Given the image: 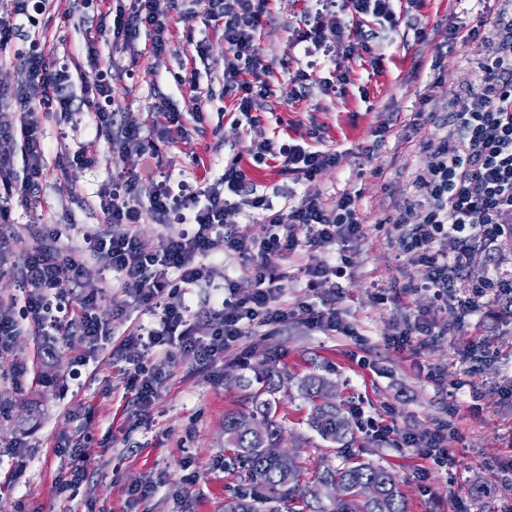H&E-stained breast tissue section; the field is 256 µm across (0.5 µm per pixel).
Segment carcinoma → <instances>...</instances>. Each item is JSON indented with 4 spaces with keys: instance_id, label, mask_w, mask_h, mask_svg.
I'll use <instances>...</instances> for the list:
<instances>
[{
    "instance_id": "obj_1",
    "label": "carcinoma",
    "mask_w": 512,
    "mask_h": 512,
    "mask_svg": "<svg viewBox=\"0 0 512 512\" xmlns=\"http://www.w3.org/2000/svg\"><path fill=\"white\" fill-rule=\"evenodd\" d=\"M264 393L270 398H254L250 409L224 416L225 444L232 448L224 468L236 479L233 492L224 499V512H406V503L393 475L370 463H345L326 467L311 486L300 487L304 461L293 454L271 458L264 449L276 444L281 426L275 418L285 377L275 367L262 369ZM323 379L307 376L300 381L302 395L313 404L309 426L330 443L347 447L349 426L333 402L321 400ZM340 487L336 497L324 500L320 487L325 483Z\"/></svg>"
}]
</instances>
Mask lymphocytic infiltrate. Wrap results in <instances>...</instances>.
<instances>
[{
	"instance_id": "obj_1",
	"label": "lymphocytic infiltrate",
	"mask_w": 512,
	"mask_h": 512,
	"mask_svg": "<svg viewBox=\"0 0 512 512\" xmlns=\"http://www.w3.org/2000/svg\"><path fill=\"white\" fill-rule=\"evenodd\" d=\"M181 2L130 0L116 18L101 11L87 16L88 57L98 60V43L128 44L140 29L147 28L153 32L149 53L162 58L175 28L190 19ZM315 2V10L304 15L302 41L321 49L326 31L331 30L348 51L365 50L372 64H379L376 39L379 32L399 27L397 0ZM205 3L206 26L224 37V90L236 93L239 112L250 115L259 108L258 97L269 94L267 88L255 86L268 69L257 41L268 0ZM366 18L373 22L372 30H362L360 22ZM482 23L494 28L499 37L497 46L479 62L486 74L483 91L471 108L449 113L447 135L428 147L418 183L420 197L406 203L396 219L399 246L411 262L426 268L421 288L440 311L452 307L471 311L490 288L499 301L512 305V280H486L473 297L463 301L455 295L459 284L469 278L477 251L512 233V20L487 15ZM38 24L34 0H8L7 7L0 9V50L11 44L23 26ZM52 54V49L41 43L16 53L23 82L14 91H0V105L12 107L19 120L18 130L0 129V218L9 217L7 205L13 199L36 198L50 187L44 165L47 144L36 109L67 113L77 106L88 112L93 134L62 154L65 164L94 167L103 144L114 154L146 155L150 162L142 173L122 170L113 174L111 182L99 190L106 228L89 239L88 245L118 274L115 291H108L105 278L96 277L73 252L38 247L18 266L0 255V278L15 279L24 298L19 308L0 299V358L8 356L25 325L44 336H80L88 349H95L109 332L92 311L104 293H111L117 312H126L133 305L151 317L120 343L128 390L145 414L157 395L158 380L144 364L152 352L170 355L187 350L199 365L207 366L242 338L287 322L289 310L281 302L285 275L280 267L288 257L307 254L309 261L301 268L307 288L338 287L349 262L343 254L334 259L330 253L336 247L343 250L360 235L357 201L344 194L334 203H325L314 185L323 169L340 163L341 152L320 150L293 139L281 143L254 139L247 147L254 162L277 161L282 172L305 184L301 199L288 209L274 208L266 195L258 193L236 159L214 179L204 173V160L194 158V165L202 170L195 188L173 191L158 145L185 141L188 132L169 101L162 98L154 104V118L148 124L134 113L120 111L112 96V72L107 68L96 82L84 86L81 96H74L68 69L52 61ZM20 149L27 157L22 176L14 163ZM232 211L260 217L265 236L239 235L226 220ZM148 216L162 224L178 221L183 229L162 235L155 251H144L136 227ZM441 239L454 245L449 258L431 251L432 244ZM226 253L250 260L255 287L243 295L235 279L225 277L224 296L213 310L211 332L202 336L189 315L185 295L189 289L213 285L218 259ZM76 288L83 289L84 295L79 309L74 310L67 297ZM368 424L375 434L398 435L405 447L426 446L427 458L436 464H447L450 459L442 429L420 439L374 418Z\"/></svg>"
}]
</instances>
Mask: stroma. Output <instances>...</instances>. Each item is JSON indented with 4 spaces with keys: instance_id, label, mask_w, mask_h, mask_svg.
<instances>
[{
    "instance_id": "35a3bbf8",
    "label": "stroma",
    "mask_w": 512,
    "mask_h": 512,
    "mask_svg": "<svg viewBox=\"0 0 512 512\" xmlns=\"http://www.w3.org/2000/svg\"><path fill=\"white\" fill-rule=\"evenodd\" d=\"M309 6V0L268 4L257 39L269 65L264 80L271 94L255 124L224 93L222 37L212 38L205 59L185 57L187 34L199 31L201 17L173 33L162 60L148 53L151 34L145 29L136 52L102 45L98 54L112 63V95L122 109L147 120L164 97L178 113L189 140L161 150L175 178L192 180L193 156L211 164L217 176L239 155L258 193L279 208L288 188L300 193L304 187L273 163L243 157V129L258 140L280 141L314 131L318 149L342 152L341 163L324 169L315 185L329 204L345 193L357 198L363 232L346 249L350 275L336 301L353 335L314 329L293 317L268 335L243 338L207 367L197 366L187 351L172 358L152 354L147 364L160 378L159 396L142 415L126 389L118 351L127 332L147 322L140 309L128 308L121 317L110 297H103L96 315L112 335L91 355L79 337L54 343L23 330L0 364V399L10 403L0 417V512H224L234 483L224 469L230 454L224 415L250 402L259 389L254 370L264 363L289 376L279 394L281 447L301 456L306 480H314L323 466L361 461L396 478L407 512H512V398L504 394L512 388V311L491 293L462 319L431 311L427 294L417 288L425 271L401 253L394 229L399 209L418 194L427 145L448 133L443 118L470 108L484 86L478 44L449 40V24L469 29L486 13L512 15V0H401L407 21L392 33L377 69L369 55L350 56L331 33L330 55L307 56L298 38ZM90 11L85 0H60L38 27H25L11 49L0 52V88L20 82L14 52L34 38L56 45L75 88L93 81L96 68L81 52L87 38L83 17ZM311 60L321 69L348 72L349 79L328 92L312 86L306 96L292 99L290 79ZM190 66L200 86L211 89V99L198 98L178 82ZM37 119L47 136L45 164L54 188L41 198L13 200L8 223L0 225V232L12 236L16 262L44 244L45 225L67 226L56 243L63 251L102 231L99 185L115 168L139 172L145 166L144 157L120 158L103 145L93 168L60 169L61 150L88 139L89 118L80 111H41ZM382 126L387 133L380 140L376 131ZM370 145L376 151L368 157L364 149ZM424 311L439 336L418 351L387 346L388 338ZM15 365L26 371L17 392L11 385ZM431 369L436 378L428 377ZM309 374L331 385L350 426L348 447L324 442L309 428L312 405L297 387ZM367 415L419 436L444 426L452 463L427 462L423 449L373 434L363 424ZM82 437L88 440L86 477L60 488L70 460L56 448ZM148 480L158 491L143 500L135 490Z\"/></svg>"
}]
</instances>
